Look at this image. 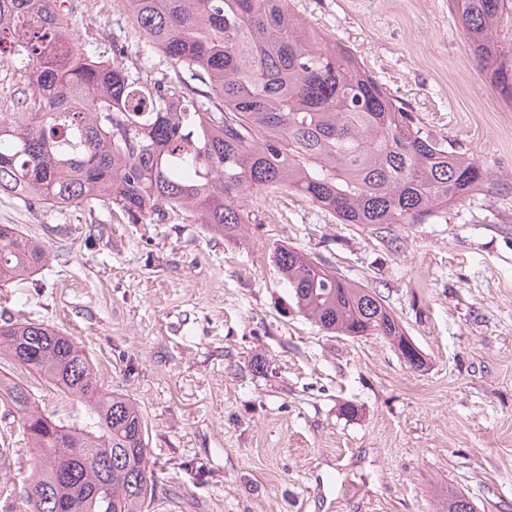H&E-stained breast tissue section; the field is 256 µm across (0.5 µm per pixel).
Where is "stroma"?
Listing matches in <instances>:
<instances>
[{
    "mask_svg": "<svg viewBox=\"0 0 512 512\" xmlns=\"http://www.w3.org/2000/svg\"><path fill=\"white\" fill-rule=\"evenodd\" d=\"M418 118L497 182L431 224H342L291 191L244 194L249 223L217 233L160 209L139 224L96 204L32 209L0 195V224L46 249L0 283V322L74 337L100 384L148 425L144 512H512V105L476 64L448 0H292ZM90 56L137 36L122 0H74ZM291 246L379 293L424 364L379 336L323 330L273 261ZM36 408L92 429L88 405L9 358ZM0 512H29L34 451L0 402Z\"/></svg>",
    "mask_w": 512,
    "mask_h": 512,
    "instance_id": "stroma-1",
    "label": "stroma"
}]
</instances>
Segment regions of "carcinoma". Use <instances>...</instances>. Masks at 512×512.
<instances>
[{
    "instance_id": "carcinoma-1",
    "label": "carcinoma",
    "mask_w": 512,
    "mask_h": 512,
    "mask_svg": "<svg viewBox=\"0 0 512 512\" xmlns=\"http://www.w3.org/2000/svg\"><path fill=\"white\" fill-rule=\"evenodd\" d=\"M66 0H0V59L23 87L0 118V194L29 206H115L132 224L156 206L224 231L248 221L247 191L287 188L344 224H427L491 184L479 160L432 138L359 59L308 29L290 0H125L167 69L142 75L88 56ZM480 69L512 103V46L498 40L512 0H450ZM46 251L0 224V282L43 267ZM273 263L298 309L323 329L384 336L424 359L380 296L278 246ZM85 400L95 430L32 405L0 376L36 453L31 512H142L154 493L141 413L107 392L74 338L41 323L0 325V353Z\"/></svg>"
}]
</instances>
